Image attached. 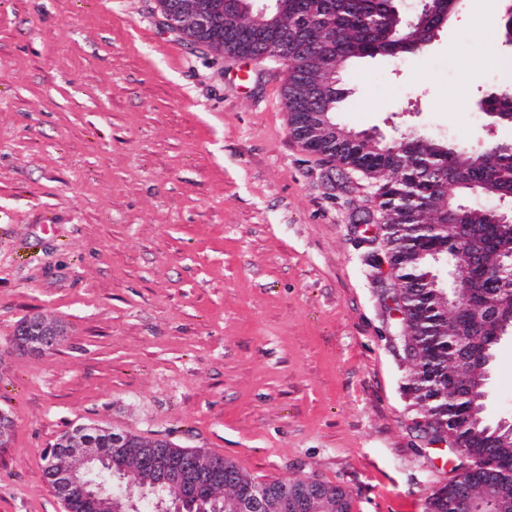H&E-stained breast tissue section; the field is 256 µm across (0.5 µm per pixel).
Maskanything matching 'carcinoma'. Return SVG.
<instances>
[{"instance_id": "carcinoma-1", "label": "carcinoma", "mask_w": 512, "mask_h": 512, "mask_svg": "<svg viewBox=\"0 0 512 512\" xmlns=\"http://www.w3.org/2000/svg\"><path fill=\"white\" fill-rule=\"evenodd\" d=\"M304 24L313 39L336 54V60L349 62L364 57H396L413 52V47L431 43L441 29V19L431 16L407 32L403 42L400 23L395 19L390 0H288V24ZM224 46L251 58L262 54L251 44L224 33ZM309 47H298L288 56V77L283 95L292 92L298 79L317 80L325 76L323 57L314 56ZM483 112H512V88L495 87L484 96ZM328 159L361 174L376 188L382 219L392 224L385 232L388 259L395 279L401 284L400 297L406 307L395 305L401 313L396 319L417 352L410 357L409 374L415 399L424 409V427L430 441H454L462 445L460 454L476 460L474 481L484 476L506 484L512 495V447L486 448L473 432L462 427L471 402L448 393L471 382L469 369L457 362V339L453 313L438 310V301L416 287L426 273L435 246L426 238L421 225L448 224V260L482 278L481 288L462 302L471 305H500L512 302V272L499 266L504 240L484 206L458 207L479 186L482 197L496 200L512 196V145L498 144L475 151L424 135L408 134L396 141L367 148L363 145H338ZM448 177V190L455 192L452 212L439 215L436 204L413 200L426 197L429 175ZM327 495L331 512H350L349 498L338 486L319 484ZM451 484L438 488L429 501V512H448Z\"/></svg>"}]
</instances>
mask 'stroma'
Wrapping results in <instances>:
<instances>
[{"label":"stroma","mask_w":512,"mask_h":512,"mask_svg":"<svg viewBox=\"0 0 512 512\" xmlns=\"http://www.w3.org/2000/svg\"><path fill=\"white\" fill-rule=\"evenodd\" d=\"M510 7L459 0L425 51L354 61L340 124L512 143L477 106L512 84L488 23ZM286 77L190 45L158 0H0V512H65L44 469L79 424L337 485L350 512H428L465 466L420 439L374 190L291 138ZM32 316L52 349L13 345ZM483 415H512V340ZM35 322L37 332L35 336H24L25 346L32 351H43L53 348L61 336L58 327L42 317H38Z\"/></svg>","instance_id":"35a3bbf8"}]
</instances>
